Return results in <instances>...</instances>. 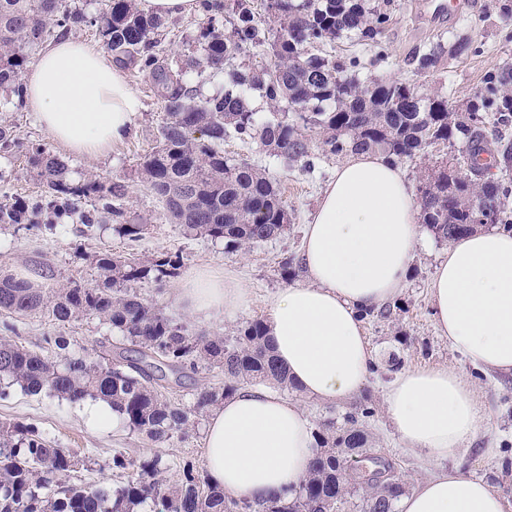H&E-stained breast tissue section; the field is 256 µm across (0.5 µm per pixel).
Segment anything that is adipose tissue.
I'll use <instances>...</instances> for the list:
<instances>
[{
  "mask_svg": "<svg viewBox=\"0 0 512 512\" xmlns=\"http://www.w3.org/2000/svg\"><path fill=\"white\" fill-rule=\"evenodd\" d=\"M25 103L68 150L108 152L128 134L140 102L111 56L65 36L38 54L25 77ZM420 206L402 170L378 152H355L336 168L305 228L304 282L268 308L267 344L303 395L355 397L375 358L362 313L393 300L421 241ZM440 335L479 368L512 374V234L482 230L448 244L430 286ZM179 304L203 321L229 318L250 302L230 272L201 269L178 285ZM386 414L416 454L455 457L488 415L469 382L448 367L408 370L384 389ZM204 466L226 499L288 497L307 476L314 429L304 407L274 388L245 386L212 408ZM398 512H505L483 480L450 469L419 481Z\"/></svg>",
  "mask_w": 512,
  "mask_h": 512,
  "instance_id": "adipose-tissue-1",
  "label": "adipose tissue"
}]
</instances>
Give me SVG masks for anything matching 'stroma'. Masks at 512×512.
<instances>
[{
  "label": "stroma",
  "mask_w": 512,
  "mask_h": 512,
  "mask_svg": "<svg viewBox=\"0 0 512 512\" xmlns=\"http://www.w3.org/2000/svg\"><path fill=\"white\" fill-rule=\"evenodd\" d=\"M372 7L390 12L392 20L380 36L381 48H373L356 39L343 37L318 47V54L332 59L360 56L367 59L359 77L364 81L399 79L419 85L427 94L446 97L452 106H460L481 84L488 73L512 65V0H474L475 8L454 22L439 19L425 21L415 10L414 0H366ZM200 26L198 14L166 20L160 36L165 53L175 58L197 57L195 37ZM470 38L476 53L461 58L442 56L434 72L418 73L414 60L437 44H448L458 37ZM384 59H377V51ZM126 80L137 94L141 110L129 135L115 144L107 155L75 156L53 140L27 109L7 107L0 110V123L10 124L16 135L27 141L43 143L56 154L66 157L73 179L90 176L119 180L127 187L125 206L129 212L146 219L149 228L139 241L132 242L112 230L82 233L81 225L70 219L46 215L36 229L23 226L0 227V275H13L40 282L43 267H50L55 281L66 285L76 281L90 286L100 279L94 264L96 252L133 253L144 262L164 255H180L181 273L194 269L218 268L235 273L248 288L251 304L235 320L201 323L185 313L176 301V280L158 285L151 279L134 282L132 288L147 297L155 308L184 324L189 333L232 336L238 328L266 316L272 297L286 288L280 265L286 258L298 256L304 226L314 210L320 191L339 164L336 156L328 157L314 171L299 164H284L272 157L259 143L244 144L226 140L224 151L238 159L258 165L280 188L288 204V228L278 238L254 244L235 252L225 250L223 242L184 233L180 225L163 215L159 204L138 177L143 157L157 144L159 130L166 119L163 103L153 89L148 74L126 72ZM44 194L41 181L33 173L23 154H0V201L21 198L40 202ZM424 247L418 248L405 286L394 299L390 319L368 317L365 335L374 351L377 370L364 389L376 414L370 423L374 453L394 463L406 486L441 469H458L472 477L484 479L503 497L512 512V376L493 374L474 366L452 350L446 337L440 336L432 317L430 283L439 259L446 256L445 243L431 233H424ZM18 344L33 350L44 347L45 337L64 336L67 350L55 354L58 364L72 357L96 358L101 342L119 343L120 338L108 324L94 317H84L61 325L43 314H33L17 321L15 333H5ZM449 367L472 384L488 413L485 429L469 442L456 457L437 461L405 448L396 435L383 408L385 385L397 373L422 368ZM224 375L219 370H199L179 379L167 375L161 391L172 403L192 406L197 389L221 386ZM23 422L39 427L60 447L78 456L71 481L80 486L115 487L122 484V472L113 470L112 456L122 453L132 460L159 455L168 467V480H177L185 462L203 466L205 417L194 419L187 436L151 444L131 432L124 422L104 428L91 427L81 404L41 393L32 395L19 386H11L7 398L0 399V422Z\"/></svg>",
  "instance_id": "obj_1"
}]
</instances>
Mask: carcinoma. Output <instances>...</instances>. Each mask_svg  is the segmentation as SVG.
I'll return each mask as SVG.
<instances>
[{
    "label": "carcinoma",
    "instance_id": "obj_1",
    "mask_svg": "<svg viewBox=\"0 0 512 512\" xmlns=\"http://www.w3.org/2000/svg\"><path fill=\"white\" fill-rule=\"evenodd\" d=\"M203 17L196 41L203 63L216 72L257 46L268 48L273 63L261 69L232 70L224 91L201 95L185 80L186 66L156 50L154 35L164 27L158 16L140 12L136 0H100L89 17L66 0H0V90L6 103L20 109L30 51L55 31L96 28L113 60L152 77L167 119L159 144L140 164L142 182L163 204L166 217L187 232L238 250L284 233L288 205L279 188L256 165L224 153V141L258 142L270 155L300 162L309 170L316 149L334 156L381 150L393 163L424 155L426 148L461 142L463 148L437 165L418 187L423 224L447 243L479 226L499 225L512 232V143L500 131L512 126V67L487 75L462 107L448 98L428 96L402 81L361 82L364 68L354 56L336 61L309 48L342 36L379 43L390 13L368 9L364 0H261L277 22L262 27L249 0H197ZM230 29H224V23ZM467 57L468 38L441 44L416 58L421 74L434 71L443 53ZM258 92L271 117L259 119L247 99ZM319 136L313 141L312 134ZM0 152H22L45 188V207L73 217L88 228L111 224L135 241L147 225L130 217L121 181L90 177L75 181L68 164L42 143L22 142L13 127L0 123ZM91 203V209L82 205ZM41 208L26 202H0L1 224H38ZM482 217L475 223V217ZM97 268L104 280L93 286L34 288L26 280L0 279V314L24 318L46 313L59 323L94 316L112 325L137 347L136 356L115 347L93 362L74 358L59 367L49 356L0 337V376L31 394L46 392L72 403L87 398L107 402L129 429L151 443L174 431L189 432L191 417L203 414L244 384L273 382L291 389L266 343L261 319L236 335H192L187 327L157 310L127 284L145 278L162 283L175 276L180 256L166 255L149 264L133 256L100 253ZM218 368L224 385L203 387L191 408L164 399L155 384L189 368ZM375 408L363 402L328 419L315 435L317 454L309 475L289 499L253 505L224 499L204 472L184 464L177 483L167 484L162 458L139 462L112 455V469L127 472L121 485L108 490L77 487L70 474L76 456L48 440L38 428L19 422L0 424V512H130L151 501L154 512H396L405 485L393 463L366 472L352 465L372 448L369 420Z\"/></svg>",
    "mask_w": 512,
    "mask_h": 512
}]
</instances>
